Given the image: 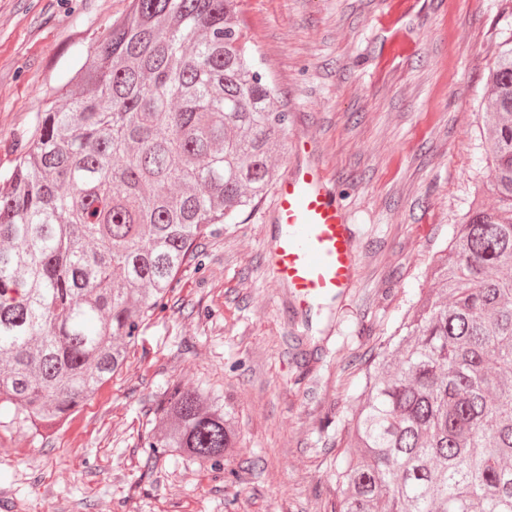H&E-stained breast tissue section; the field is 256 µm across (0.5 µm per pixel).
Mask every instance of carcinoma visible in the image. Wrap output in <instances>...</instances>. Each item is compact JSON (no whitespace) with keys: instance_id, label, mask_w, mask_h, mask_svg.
<instances>
[{"instance_id":"carcinoma-1","label":"carcinoma","mask_w":512,"mask_h":512,"mask_svg":"<svg viewBox=\"0 0 512 512\" xmlns=\"http://www.w3.org/2000/svg\"><path fill=\"white\" fill-rule=\"evenodd\" d=\"M0 174V411L49 433L127 365L197 242L273 184L288 113L236 0H130ZM489 186L372 356L339 512H512V34L484 95ZM148 447L219 465L235 404L163 393Z\"/></svg>"}]
</instances>
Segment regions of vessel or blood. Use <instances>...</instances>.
<instances>
[{
    "instance_id": "1",
    "label": "vessel or blood",
    "mask_w": 512,
    "mask_h": 512,
    "mask_svg": "<svg viewBox=\"0 0 512 512\" xmlns=\"http://www.w3.org/2000/svg\"><path fill=\"white\" fill-rule=\"evenodd\" d=\"M272 215L271 271L298 309L310 311L352 287L355 236L321 167L297 164L276 189Z\"/></svg>"
}]
</instances>
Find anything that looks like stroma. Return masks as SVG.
I'll use <instances>...</instances> for the list:
<instances>
[{"label": "stroma", "instance_id": "stroma-1", "mask_svg": "<svg viewBox=\"0 0 512 512\" xmlns=\"http://www.w3.org/2000/svg\"><path fill=\"white\" fill-rule=\"evenodd\" d=\"M130 0H0V172L36 113L63 105ZM257 66L288 114L278 179L321 164L358 242L353 288L314 316L273 280V194L198 243L141 326L126 368L54 433L0 415V512H337L334 470L368 359L482 192L483 94L512 0H238ZM230 395L223 465L146 447L167 387Z\"/></svg>", "mask_w": 512, "mask_h": 512}]
</instances>
